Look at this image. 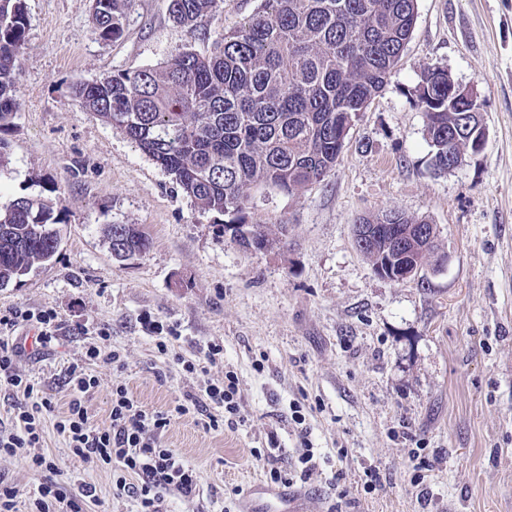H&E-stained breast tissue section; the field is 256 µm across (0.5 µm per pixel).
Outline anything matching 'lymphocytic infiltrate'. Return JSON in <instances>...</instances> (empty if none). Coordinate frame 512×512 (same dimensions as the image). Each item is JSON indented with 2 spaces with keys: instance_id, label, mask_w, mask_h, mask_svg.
<instances>
[{
  "instance_id": "lymphocytic-infiltrate-1",
  "label": "lymphocytic infiltrate",
  "mask_w": 512,
  "mask_h": 512,
  "mask_svg": "<svg viewBox=\"0 0 512 512\" xmlns=\"http://www.w3.org/2000/svg\"><path fill=\"white\" fill-rule=\"evenodd\" d=\"M29 321L35 322L36 341L46 350L55 345L63 329L56 310L49 307L35 314L14 311L0 315V389L9 391L14 399L6 418L0 419V455H25L29 468L42 476L28 498V512H85L87 502L97 499L95 486L83 483L74 494H66L53 457L42 449L45 422L54 411L53 398L15 370L25 347L13 330ZM110 339L108 328L98 329L95 342L86 350L85 363L68 366L63 381L68 411L57 418L55 427L66 436L75 457L111 467L113 498L129 501L132 512H162L170 492L189 497L200 489L198 470L175 450L163 447V432L174 417L192 411L207 432L238 426L242 421L239 379L234 371H225L223 382L198 385L196 391L185 394L183 403L168 411L148 409L125 385L113 386L110 425L103 429L93 424L86 406L97 381L85 364L103 362L123 368L122 355L111 348Z\"/></svg>"
}]
</instances>
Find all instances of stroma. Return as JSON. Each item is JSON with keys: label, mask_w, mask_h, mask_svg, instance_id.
Instances as JSON below:
<instances>
[{"label": "stroma", "mask_w": 512, "mask_h": 512, "mask_svg": "<svg viewBox=\"0 0 512 512\" xmlns=\"http://www.w3.org/2000/svg\"><path fill=\"white\" fill-rule=\"evenodd\" d=\"M27 49L21 108L0 132V206L25 196L51 203L61 245L53 261L0 288V314L54 308L65 331L51 350L25 351L16 369L67 410V367L84 360L100 327L123 368L96 363L88 412L109 424L112 387L150 409L173 408L198 382L167 363L144 318L181 332L175 348L205 377L237 372L243 423L204 432L194 415L165 435L195 466V496L167 512H249L240 488L270 480L255 452L299 453L290 404L319 462L303 484L310 512H512V0H418L413 35L387 85L353 121L334 172L301 192L257 194L249 221L278 245L248 250L198 211L172 176L119 128L85 110L72 83L157 65L183 49L210 52L260 0H224L195 31L176 26L170 0H133L120 36L104 39L92 0H24ZM448 69L481 101L484 147L459 167L431 164L414 89L426 65ZM426 218L439 249L416 277L378 276L354 246L359 217L387 210ZM112 224H136L145 254L116 260ZM430 467L416 482L409 437ZM66 490L95 485L88 512H129L113 499L112 471L82 462L46 426Z\"/></svg>", "instance_id": "1"}]
</instances>
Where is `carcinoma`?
Listing matches in <instances>:
<instances>
[{"mask_svg": "<svg viewBox=\"0 0 512 512\" xmlns=\"http://www.w3.org/2000/svg\"><path fill=\"white\" fill-rule=\"evenodd\" d=\"M131 0H93L102 36L120 33ZM221 0H171L174 23L194 30ZM418 0H261L208 54L178 51L164 63L68 87L85 109L121 128L156 161L202 213L227 216L223 231L243 247L276 240L250 224L253 190L294 194L336 166L349 124L385 86L414 32ZM24 0H0V131L19 109L17 75L26 46ZM448 69L428 65L416 88L432 162L448 169L466 149L448 145L462 111L448 102ZM53 207L18 197L0 208V288L45 267L61 244ZM370 236L357 235L359 228ZM355 245L381 275L405 265L418 273L437 248L425 219L396 210L355 225ZM112 254L146 252L136 224L108 229Z\"/></svg>", "mask_w": 512, "mask_h": 512, "instance_id": "1", "label": "carcinoma"}]
</instances>
